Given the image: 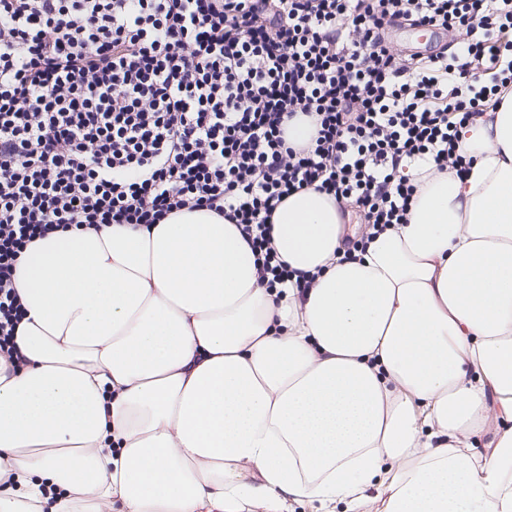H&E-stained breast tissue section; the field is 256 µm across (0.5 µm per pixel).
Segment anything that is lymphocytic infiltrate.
<instances>
[{
  "label": "lymphocytic infiltrate",
  "instance_id": "lymphocytic-infiltrate-1",
  "mask_svg": "<svg viewBox=\"0 0 512 512\" xmlns=\"http://www.w3.org/2000/svg\"><path fill=\"white\" fill-rule=\"evenodd\" d=\"M399 22L458 49L397 52ZM508 88L512 0H0V353L26 363L16 267L59 230L205 208L262 286L312 287L272 245L278 204L311 187L369 228L405 223L406 168L463 175L458 126Z\"/></svg>",
  "mask_w": 512,
  "mask_h": 512
}]
</instances>
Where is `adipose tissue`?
<instances>
[{
	"label": "adipose tissue",
	"instance_id": "1",
	"mask_svg": "<svg viewBox=\"0 0 512 512\" xmlns=\"http://www.w3.org/2000/svg\"><path fill=\"white\" fill-rule=\"evenodd\" d=\"M457 138L466 175L411 165L352 256L349 209L282 200L303 293L203 208L31 243L0 512H512V91Z\"/></svg>",
	"mask_w": 512,
	"mask_h": 512
}]
</instances>
